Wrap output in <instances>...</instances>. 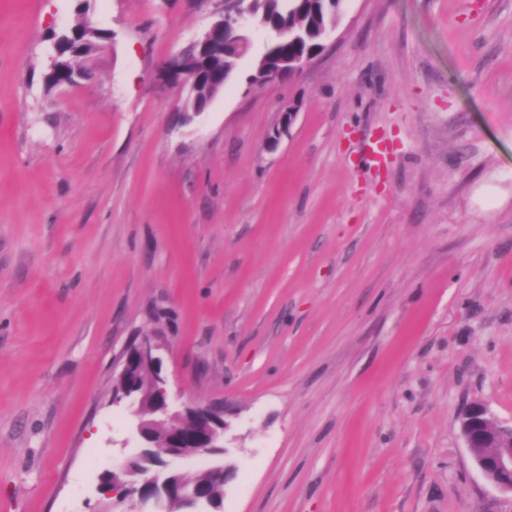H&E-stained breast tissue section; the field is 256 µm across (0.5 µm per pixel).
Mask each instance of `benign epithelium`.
Instances as JSON below:
<instances>
[{
	"label": "benign epithelium",
	"instance_id": "benign-epithelium-1",
	"mask_svg": "<svg viewBox=\"0 0 512 512\" xmlns=\"http://www.w3.org/2000/svg\"><path fill=\"white\" fill-rule=\"evenodd\" d=\"M216 10L210 25L191 45L220 55L228 47V33L238 43L250 41L251 14L245 0H215ZM310 62L290 61L286 58L262 73L256 84L270 80H286L297 76ZM174 81L190 84L193 72L190 57L181 50L168 62H161ZM158 341L151 336L137 338L125 349L115 379L121 385L112 391V404L125 405L132 418V432L140 442V451L125 458L112 468V480L107 472L99 476V492L109 505L131 502V507L153 503L157 512H167L171 492L195 503L198 509L219 508L226 487L234 478L237 467L222 460L224 432L227 423L224 407L213 405H183L171 401L166 378L161 372L163 362L157 355ZM162 430L165 439L164 455L155 453V435ZM461 432L466 448L471 452L478 474L495 488L512 494V424L497 419L481 401H473L465 408L461 418ZM216 457L208 467L212 488L179 485L172 487L177 470L170 460L191 459L199 455Z\"/></svg>",
	"mask_w": 512,
	"mask_h": 512
}]
</instances>
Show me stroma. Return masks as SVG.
<instances>
[{
  "mask_svg": "<svg viewBox=\"0 0 512 512\" xmlns=\"http://www.w3.org/2000/svg\"><path fill=\"white\" fill-rule=\"evenodd\" d=\"M82 7L114 37L46 91ZM211 12L0 0V512H90L153 332L171 391L224 405L222 512H512L460 434L473 400L512 421V0H346L258 88L254 31L190 119L158 64ZM312 59L307 58L304 61H288V58L281 59L275 67L264 71L255 83L259 85L270 80H288V74L294 78L303 71Z\"/></svg>",
  "mask_w": 512,
  "mask_h": 512,
  "instance_id": "stroma-1",
  "label": "stroma"
}]
</instances>
